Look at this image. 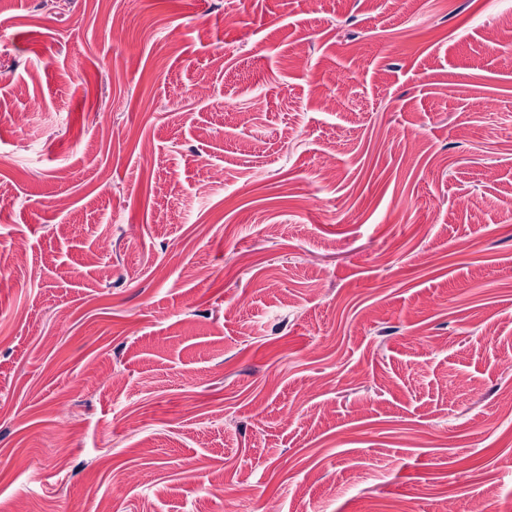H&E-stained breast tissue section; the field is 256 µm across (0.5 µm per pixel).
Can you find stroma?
<instances>
[{"label":"stroma","instance_id":"stroma-1","mask_svg":"<svg viewBox=\"0 0 512 512\" xmlns=\"http://www.w3.org/2000/svg\"><path fill=\"white\" fill-rule=\"evenodd\" d=\"M510 14L0 0V512H512ZM20 252L15 242H1L0 245V280L9 279L12 271L19 266Z\"/></svg>","mask_w":512,"mask_h":512}]
</instances>
